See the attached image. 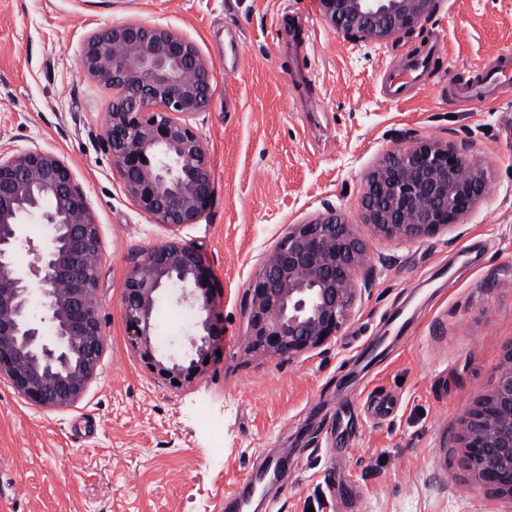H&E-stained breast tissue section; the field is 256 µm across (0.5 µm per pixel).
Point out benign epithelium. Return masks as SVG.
Wrapping results in <instances>:
<instances>
[{
    "label": "benign epithelium",
    "instance_id": "benign-epithelium-1",
    "mask_svg": "<svg viewBox=\"0 0 512 512\" xmlns=\"http://www.w3.org/2000/svg\"><path fill=\"white\" fill-rule=\"evenodd\" d=\"M318 2L333 29L368 42L409 35L439 7V0ZM81 66L120 91L104 139L134 204L165 226L197 223L214 192L209 153L189 123L209 109L213 95L212 67L197 45L164 27L125 22L93 33ZM486 194V172L465 146L424 141L382 156L364 177L360 206L385 238L414 241L448 229ZM33 217L44 230L41 248L27 235ZM22 242L35 256L26 268L14 261ZM99 247L90 203L63 158L40 148L0 153V374L38 405L77 403L103 356L98 269L85 265ZM366 262L365 245L334 207L288 225L247 289L251 348L291 357L339 335L366 289L359 279ZM163 290L198 316L188 339L195 357L186 365L159 355L152 343ZM122 307L132 344L152 372L175 389L201 373L220 332L208 270L192 244L170 238L143 249L129 268ZM458 441L473 476L512 501V349L493 389L462 418Z\"/></svg>",
    "mask_w": 512,
    "mask_h": 512
}]
</instances>
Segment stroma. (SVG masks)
<instances>
[{"label":"stroma","instance_id":"35a3bbf8","mask_svg":"<svg viewBox=\"0 0 512 512\" xmlns=\"http://www.w3.org/2000/svg\"><path fill=\"white\" fill-rule=\"evenodd\" d=\"M130 21L175 30L212 66V103L194 127L215 194L195 224L141 212L104 140L116 92L80 59L94 31ZM287 24L309 30L301 58ZM502 48H512V0H440L414 34L361 43L333 30L317 0H0V152H54L84 189L107 342L73 406L36 405L0 378V512H237L225 489L278 468L284 480L253 492L248 512H337L340 478L357 492L351 512H512L456 443L512 349V84L466 108L450 86ZM407 51L428 53L427 75L393 102L382 76ZM303 67L314 82L305 98L292 80ZM419 140L465 142L488 195L447 231L389 240L363 219V180L396 143ZM328 206L370 254L358 314L319 349L254 351L251 279L286 225ZM173 236L204 255L224 330L219 355L179 389L142 362L121 307L131 258ZM196 321L161 294L159 351L183 355ZM370 397L392 398L395 412L364 417Z\"/></svg>","mask_w":512,"mask_h":512}]
</instances>
